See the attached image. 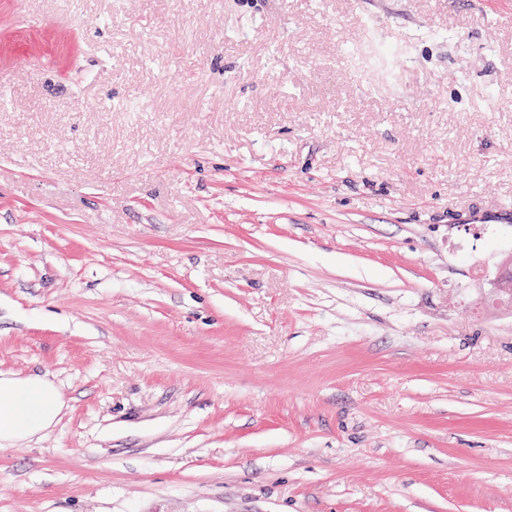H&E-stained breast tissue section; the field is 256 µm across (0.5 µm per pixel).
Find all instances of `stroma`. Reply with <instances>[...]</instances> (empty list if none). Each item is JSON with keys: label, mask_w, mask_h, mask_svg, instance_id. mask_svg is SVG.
I'll use <instances>...</instances> for the list:
<instances>
[{"label": "stroma", "mask_w": 512, "mask_h": 512, "mask_svg": "<svg viewBox=\"0 0 512 512\" xmlns=\"http://www.w3.org/2000/svg\"><path fill=\"white\" fill-rule=\"evenodd\" d=\"M0 512H512V16L0 0ZM63 405L60 388L47 375L0 371V449L51 429Z\"/></svg>", "instance_id": "1"}]
</instances>
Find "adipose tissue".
Masks as SVG:
<instances>
[{
	"mask_svg": "<svg viewBox=\"0 0 512 512\" xmlns=\"http://www.w3.org/2000/svg\"><path fill=\"white\" fill-rule=\"evenodd\" d=\"M62 409L61 391L48 376L0 372V447L42 435Z\"/></svg>",
	"mask_w": 512,
	"mask_h": 512,
	"instance_id": "obj_1",
	"label": "adipose tissue"
}]
</instances>
